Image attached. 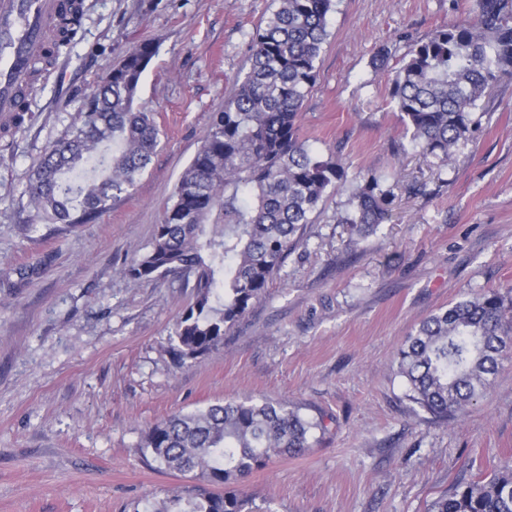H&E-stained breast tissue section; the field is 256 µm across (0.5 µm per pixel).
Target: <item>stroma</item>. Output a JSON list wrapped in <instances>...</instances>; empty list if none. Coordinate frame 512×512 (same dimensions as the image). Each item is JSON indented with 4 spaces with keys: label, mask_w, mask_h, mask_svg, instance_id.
<instances>
[{
    "label": "stroma",
    "mask_w": 512,
    "mask_h": 512,
    "mask_svg": "<svg viewBox=\"0 0 512 512\" xmlns=\"http://www.w3.org/2000/svg\"><path fill=\"white\" fill-rule=\"evenodd\" d=\"M272 0H82V25L27 120L0 137V512H132L190 486L157 470L144 433L224 399L285 400L325 428L311 448L244 482L250 512H428L458 482L512 468V353L492 388L443 422L406 397L397 353L418 323L489 288L512 290V78L480 101L452 163L403 135L388 79L447 25L448 0H336L302 109L309 146L348 180L265 297L216 348L177 366L170 336L194 290L124 274L248 70ZM157 53L138 106L160 146L129 195L93 224L38 222L23 191L84 92L135 44ZM389 46L385 65L375 63ZM393 194L357 245L336 215L357 172ZM424 184L411 194L406 184Z\"/></svg>",
    "instance_id": "35a3bbf8"
}]
</instances>
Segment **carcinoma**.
Returning <instances> with one entry per match:
<instances>
[{
	"mask_svg": "<svg viewBox=\"0 0 512 512\" xmlns=\"http://www.w3.org/2000/svg\"><path fill=\"white\" fill-rule=\"evenodd\" d=\"M64 2L63 37L53 55L81 25L78 0ZM278 2L253 32L249 69L223 110L212 113L150 250L124 269L133 281L193 280L194 301L171 337L179 366L221 344L264 297L288 255L306 242L325 199L346 181L333 157L310 150L300 126L334 0ZM155 54L154 43L136 44L84 93L78 122L48 146L25 186L40 220L89 224L135 187L160 144L155 114L135 106ZM504 77H512V0H472L465 17L411 45L390 79L389 102L410 143L448 163L476 126L478 102ZM109 142L112 153H100ZM90 162L101 178L63 181ZM357 178L363 184L336 223L365 237L387 220L390 200L376 178ZM510 351L512 299L489 289L423 320L400 349L397 369L409 399L446 422L491 389ZM323 428L322 419L268 399L175 413L146 431L143 447L158 470L194 473L203 484L164 498L152 512H246L237 486L273 455L311 447ZM430 512H512V470L456 487Z\"/></svg>",
	"mask_w": 512,
	"mask_h": 512,
	"instance_id": "1",
	"label": "carcinoma"
}]
</instances>
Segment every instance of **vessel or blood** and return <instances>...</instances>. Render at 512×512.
Returning a JSON list of instances; mask_svg holds the SVG:
<instances>
[{
    "instance_id": "obj_1",
    "label": "vessel or blood",
    "mask_w": 512,
    "mask_h": 512,
    "mask_svg": "<svg viewBox=\"0 0 512 512\" xmlns=\"http://www.w3.org/2000/svg\"><path fill=\"white\" fill-rule=\"evenodd\" d=\"M60 0H0V121L11 122Z\"/></svg>"
}]
</instances>
